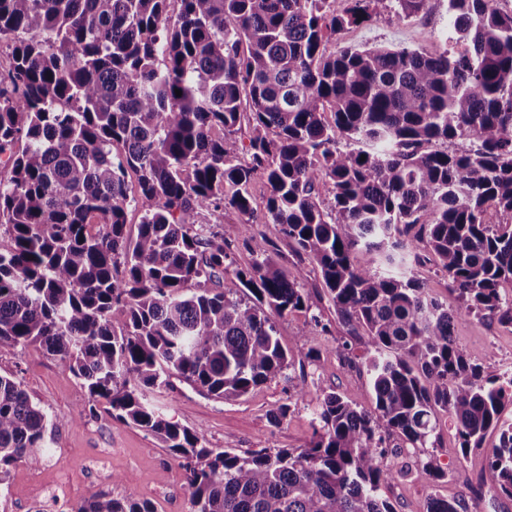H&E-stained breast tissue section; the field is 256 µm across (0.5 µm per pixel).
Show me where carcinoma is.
Instances as JSON below:
<instances>
[{"mask_svg": "<svg viewBox=\"0 0 512 512\" xmlns=\"http://www.w3.org/2000/svg\"><path fill=\"white\" fill-rule=\"evenodd\" d=\"M409 17L428 0H392ZM386 0H0V345L66 363L112 417L185 461L192 512H396L385 464L437 438L497 444L494 491L512 498V375L472 362L455 316L512 327V12L448 0L451 49H327ZM182 91L176 96L175 90ZM333 113V124L324 120ZM249 146L233 137L243 112ZM465 144L455 147L456 142ZM137 175L129 195L128 172ZM270 186L280 234L318 268L363 346L375 408L323 393L304 448H209L144 394L176 376L236 401L291 366L266 314L310 310L306 283L249 225ZM330 200H325L326 194ZM141 206L135 239L127 210ZM507 217L486 223L488 210ZM234 238L253 256L249 299L202 287ZM433 258L457 314L414 267ZM50 416L0 375V486L47 455ZM434 498L427 512H462ZM77 512H154L93 494Z\"/></svg>", "mask_w": 512, "mask_h": 512, "instance_id": "cac0c4a2", "label": "carcinoma"}]
</instances>
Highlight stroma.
Here are the masks:
<instances>
[{
	"label": "stroma",
	"instance_id": "35a3bbf8",
	"mask_svg": "<svg viewBox=\"0 0 512 512\" xmlns=\"http://www.w3.org/2000/svg\"><path fill=\"white\" fill-rule=\"evenodd\" d=\"M447 5L448 0H429L426 10L411 17L384 9L371 20L339 32L336 45L358 49L405 47L435 53L445 46L442 34L448 23ZM250 192V215L245 217L228 209L224 212L225 223H248L251 236L270 242L280 266L301 273L307 284L310 312L274 319L291 358L286 377L228 402L206 397L175 377L169 386L146 392L165 415L202 431L207 447L231 449L242 456L258 448L305 447L311 438L312 412L324 391L335 390L367 410L375 405L365 375L348 365L342 355L343 347H350L357 356L362 355L363 347L349 327L337 319L317 268L303 260L294 244L271 224L265 180H255ZM313 314L328 323L330 329L314 331L308 344H301L297 335ZM453 332L471 360L512 373V327L472 315L455 320ZM312 348L318 350V357L309 356ZM0 375L20 381L31 399L52 419L48 432L50 457L37 466L20 463L13 467L7 487L0 489V512H42L35 488L59 478L70 479L75 487L61 512H77L86 499L101 490L118 498L150 501L155 512H191L183 462L159 439L112 418L102 408L96 416L73 419L74 410L87 403L88 393L65 363L47 355L34 356L29 349L0 345ZM302 375L307 378L305 391L289 392L290 379ZM285 403L291 406L287 418L274 423L273 411ZM439 433L431 453L446 473L442 480H432L417 465L418 449L408 447L402 454L388 456L391 470L407 472L406 477L395 479L382 491L397 512H427L432 497L455 499L466 507H477L478 512H512V498L496 494L491 488L487 460L495 437H488L483 447L465 453L450 421H442Z\"/></svg>",
	"mask_w": 512,
	"mask_h": 512
}]
</instances>
